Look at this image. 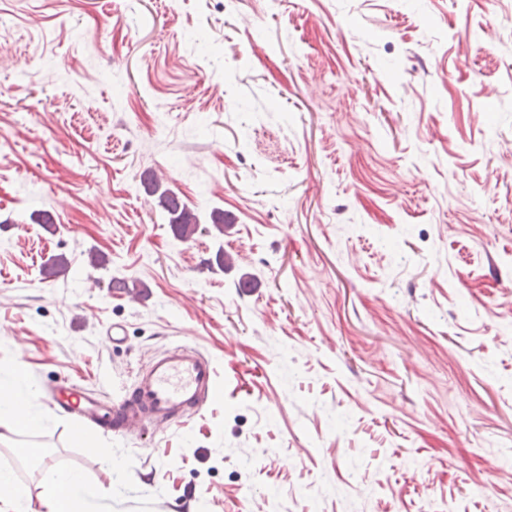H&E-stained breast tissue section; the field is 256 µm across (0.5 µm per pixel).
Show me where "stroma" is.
Returning a JSON list of instances; mask_svg holds the SVG:
<instances>
[{
    "label": "stroma",
    "instance_id": "35a3bbf8",
    "mask_svg": "<svg viewBox=\"0 0 512 512\" xmlns=\"http://www.w3.org/2000/svg\"><path fill=\"white\" fill-rule=\"evenodd\" d=\"M183 343L223 387L186 423L92 453L46 404ZM15 368L35 504L68 469L104 512H512V0H0ZM174 195L165 191L161 194L162 206L170 215V225L175 237L188 241L195 233L198 217L187 208H180L173 199Z\"/></svg>",
    "mask_w": 512,
    "mask_h": 512
}]
</instances>
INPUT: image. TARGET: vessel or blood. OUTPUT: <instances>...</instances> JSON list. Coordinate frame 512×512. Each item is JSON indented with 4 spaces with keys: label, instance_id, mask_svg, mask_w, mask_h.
Masks as SVG:
<instances>
[{
    "label": "vessel or blood",
    "instance_id": "1",
    "mask_svg": "<svg viewBox=\"0 0 512 512\" xmlns=\"http://www.w3.org/2000/svg\"><path fill=\"white\" fill-rule=\"evenodd\" d=\"M219 393L212 363L195 348L177 346L152 358L146 376L131 395L119 393L112 398V418L119 431L137 428L145 419L172 424L202 410ZM51 402L90 420L101 406L83 390L66 384L52 391Z\"/></svg>",
    "mask_w": 512,
    "mask_h": 512
}]
</instances>
